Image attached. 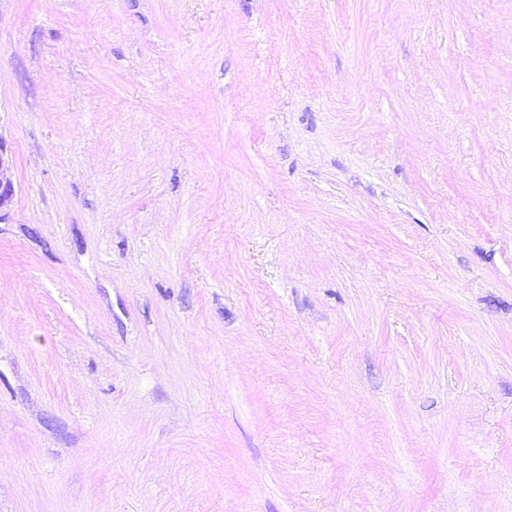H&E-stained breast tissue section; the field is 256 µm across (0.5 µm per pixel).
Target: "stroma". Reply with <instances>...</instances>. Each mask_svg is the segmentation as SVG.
<instances>
[{
  "label": "stroma",
  "mask_w": 512,
  "mask_h": 512,
  "mask_svg": "<svg viewBox=\"0 0 512 512\" xmlns=\"http://www.w3.org/2000/svg\"><path fill=\"white\" fill-rule=\"evenodd\" d=\"M0 512H512V0H0Z\"/></svg>",
  "instance_id": "35a3bbf8"
}]
</instances>
